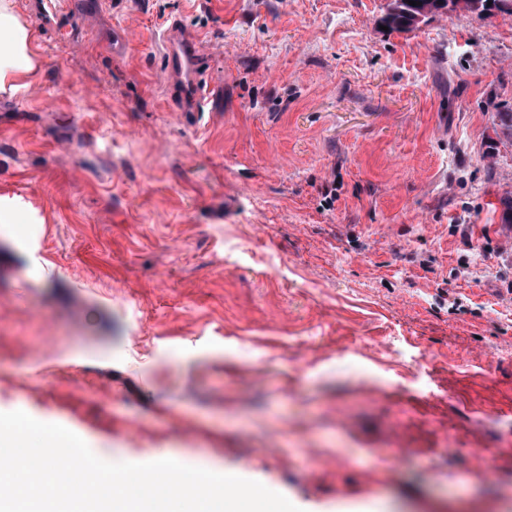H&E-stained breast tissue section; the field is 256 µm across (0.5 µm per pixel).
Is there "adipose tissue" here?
Instances as JSON below:
<instances>
[{"mask_svg": "<svg viewBox=\"0 0 512 512\" xmlns=\"http://www.w3.org/2000/svg\"><path fill=\"white\" fill-rule=\"evenodd\" d=\"M0 41L13 47L10 55L0 58V93L12 95L28 88L41 73L40 45L15 0H0Z\"/></svg>", "mask_w": 512, "mask_h": 512, "instance_id": "ef3b65f1", "label": "adipose tissue"}]
</instances>
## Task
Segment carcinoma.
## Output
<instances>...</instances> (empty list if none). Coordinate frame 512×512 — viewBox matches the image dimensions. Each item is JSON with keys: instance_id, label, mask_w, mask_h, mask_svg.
Wrapping results in <instances>:
<instances>
[{"instance_id": "cac0c4a2", "label": "carcinoma", "mask_w": 512, "mask_h": 512, "mask_svg": "<svg viewBox=\"0 0 512 512\" xmlns=\"http://www.w3.org/2000/svg\"><path fill=\"white\" fill-rule=\"evenodd\" d=\"M459 2L460 0H419V5L412 6L407 0H390L382 22L391 31L410 32L430 17L448 11L477 10L482 14L512 17V0H468L464 7L459 6Z\"/></svg>"}]
</instances>
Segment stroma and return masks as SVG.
Instances as JSON below:
<instances>
[{
    "label": "stroma",
    "mask_w": 512,
    "mask_h": 512,
    "mask_svg": "<svg viewBox=\"0 0 512 512\" xmlns=\"http://www.w3.org/2000/svg\"><path fill=\"white\" fill-rule=\"evenodd\" d=\"M16 4L43 63L0 95V412L111 462L203 460L302 512H512V453L492 484L466 454L512 443V18L399 33L388 0ZM173 24L223 79L198 114L163 78Z\"/></svg>",
    "instance_id": "35a3bbf8"
}]
</instances>
